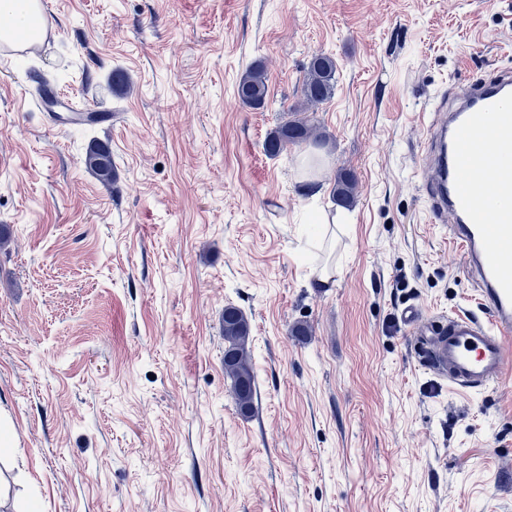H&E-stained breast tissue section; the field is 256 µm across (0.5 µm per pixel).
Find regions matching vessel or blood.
Returning a JSON list of instances; mask_svg holds the SVG:
<instances>
[{
    "label": "vessel or blood",
    "mask_w": 512,
    "mask_h": 512,
    "mask_svg": "<svg viewBox=\"0 0 512 512\" xmlns=\"http://www.w3.org/2000/svg\"><path fill=\"white\" fill-rule=\"evenodd\" d=\"M430 218L450 224L479 284L486 319L452 315L429 364L462 391L512 382V71L464 84L431 135Z\"/></svg>",
    "instance_id": "b4317fda"
}]
</instances>
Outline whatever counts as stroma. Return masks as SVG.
Masks as SVG:
<instances>
[{"instance_id": "obj_1", "label": "stroma", "mask_w": 512, "mask_h": 512, "mask_svg": "<svg viewBox=\"0 0 512 512\" xmlns=\"http://www.w3.org/2000/svg\"><path fill=\"white\" fill-rule=\"evenodd\" d=\"M45 9L41 47L0 52V512H512V391L454 390L419 356L430 322L485 315L429 221L424 140L442 93L512 70V0ZM321 53L336 87L311 106ZM256 62L261 110L235 92ZM54 72L113 123L56 120L36 93ZM295 118L322 141L267 156ZM97 140L109 184L83 163ZM228 305L250 325L247 416ZM303 96L309 104H319L329 99L336 83V61L326 54L313 56L306 67ZM224 351L231 352L224 360V372L231 380V396L241 415L247 416L253 409L255 378L247 350L249 323L243 312L234 307L224 308Z\"/></svg>"}]
</instances>
